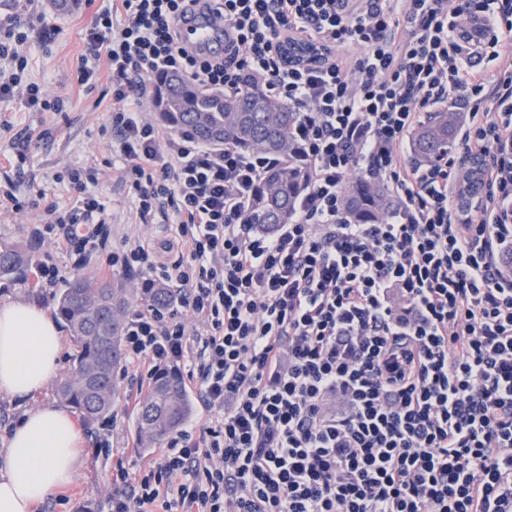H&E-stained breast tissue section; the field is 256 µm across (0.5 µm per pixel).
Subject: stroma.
I'll return each instance as SVG.
<instances>
[{"mask_svg": "<svg viewBox=\"0 0 512 512\" xmlns=\"http://www.w3.org/2000/svg\"><path fill=\"white\" fill-rule=\"evenodd\" d=\"M39 7L49 23L57 30L50 48H42L38 33H31L29 43L31 81L52 93L62 92L70 97L64 112H30L20 102H0V119L7 121L9 130H0V196L15 191L19 198L43 192L47 201L59 209L72 206L75 195L61 175L67 169H91L97 174V189L109 206L111 224L109 244L118 248L126 241L140 239L161 243L169 233L162 222L141 223L132 197L125 185L117 163L108 150L110 139V111L112 99L107 92L111 85L108 68H101L96 88L86 92L72 84L77 59L83 51L81 34L89 24L91 12L85 4H77L67 11L55 9L53 0H40ZM26 130L32 136L30 159L24 171H17L9 158L12 154V134ZM40 218L33 211H16L0 207V241L21 242L30 247L37 260L52 257L66 268L68 275H80L91 280H109L127 288L132 306L142 304V278L139 273L115 272L104 261L76 269L71 258L51 249L37 240L34 229ZM117 394L112 407V450L100 452L95 448V424L79 421L85 438L76 478L69 487L55 492L41 502L42 512H83L84 507L98 501L104 484L112 477V466L117 457H124L130 471H137L157 457L156 449H143L135 433L138 409L127 400L130 379L117 374ZM56 383H49L38 394L20 401L8 393L0 392V471L6 465L7 429L28 413L44 405H59Z\"/></svg>", "mask_w": 512, "mask_h": 512, "instance_id": "obj_1", "label": "stroma"}]
</instances>
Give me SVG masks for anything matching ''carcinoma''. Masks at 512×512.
<instances>
[{"instance_id": "cac0c4a2", "label": "carcinoma", "mask_w": 512, "mask_h": 512, "mask_svg": "<svg viewBox=\"0 0 512 512\" xmlns=\"http://www.w3.org/2000/svg\"><path fill=\"white\" fill-rule=\"evenodd\" d=\"M157 119L169 128L221 146L233 142L256 153L288 157L294 150L289 131L297 114L271 101L264 83L247 79L233 96L176 79L168 73L154 78ZM457 113L435 112L412 135V147L421 162H432L455 141ZM306 182L296 165L271 169L261 183L252 211V223L262 229L288 223V215ZM393 208L385 186L374 179L353 182L346 210L356 224H376ZM35 268L29 249L19 243L0 242V281L27 286ZM157 309L173 305L170 288L146 292ZM59 316L75 347L71 364L57 387V396L88 422L112 417L117 393L115 372L124 353L122 335L130 299L127 290L108 282L93 284L71 278L55 295ZM192 414V402L180 375L157 374L142 402L135 427L144 446L178 429Z\"/></svg>"}]
</instances>
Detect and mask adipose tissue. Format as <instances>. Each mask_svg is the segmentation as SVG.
<instances>
[{
    "label": "adipose tissue",
    "instance_id": "obj_1",
    "mask_svg": "<svg viewBox=\"0 0 512 512\" xmlns=\"http://www.w3.org/2000/svg\"><path fill=\"white\" fill-rule=\"evenodd\" d=\"M61 350L60 329L46 310L22 301L0 305V391L24 400L43 390L59 370ZM84 446L67 411L43 407L27 413L8 444L0 512H32L70 485Z\"/></svg>",
    "mask_w": 512,
    "mask_h": 512
}]
</instances>
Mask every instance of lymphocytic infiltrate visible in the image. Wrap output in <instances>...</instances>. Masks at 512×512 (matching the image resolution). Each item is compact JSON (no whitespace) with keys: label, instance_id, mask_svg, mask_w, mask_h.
Returning <instances> with one entry per match:
<instances>
[{"label":"lymphocytic infiltrate","instance_id":"f902f5d3","mask_svg":"<svg viewBox=\"0 0 512 512\" xmlns=\"http://www.w3.org/2000/svg\"><path fill=\"white\" fill-rule=\"evenodd\" d=\"M0 18V102L61 112L27 76L36 0ZM92 19L74 81L111 73V137L140 220L162 217L175 254L108 249L107 206L86 169L74 206L43 210L41 241L74 267H109L178 291L135 310L131 368L187 369L207 413L138 473L116 463L105 512H512V0H212L224 53L201 57L177 28L188 0H85ZM323 44L286 67L283 41ZM179 74L232 95L246 78L298 114L291 163L307 184L288 223L251 222L281 158L205 146L147 116L150 80ZM462 115L459 150L416 162L427 113ZM488 158L474 213L456 199L457 154ZM384 182L376 224L346 215L351 181Z\"/></svg>","mask_w":512,"mask_h":512}]
</instances>
